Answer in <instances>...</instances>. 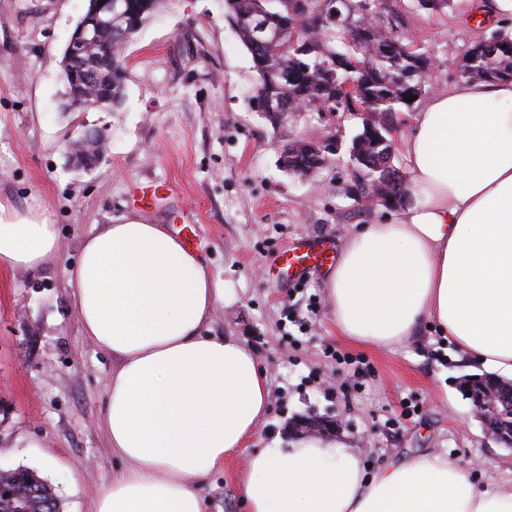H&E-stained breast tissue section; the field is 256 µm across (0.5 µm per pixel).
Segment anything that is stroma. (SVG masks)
Returning <instances> with one entry per match:
<instances>
[{
	"label": "stroma",
	"instance_id": "1",
	"mask_svg": "<svg viewBox=\"0 0 512 512\" xmlns=\"http://www.w3.org/2000/svg\"><path fill=\"white\" fill-rule=\"evenodd\" d=\"M416 41L431 49L429 93L458 79L468 44L512 29V14H474L482 0H453L441 13L394 0ZM88 0H0V197L36 199L58 226L60 253L39 270L0 272V469L36 471L61 512H89L115 461L98 425L112 358L81 333L69 280L83 238L136 216L177 232L190 225L219 300L208 324L252 347L271 397L249 449L297 437L302 416L338 417L339 437L371 469L411 455L436 456L494 489L512 487V449L489 439L463 389L480 375L430 327L388 348L339 336L327 274L349 235L381 216L347 186L349 147L362 122L312 112L273 130L251 102V56L224 19V0H169L129 44L126 97L116 109L63 111L64 48ZM102 133L92 168H75L65 139ZM328 143L327 162L298 178L280 166L292 137ZM169 184L155 205L134 204V186ZM310 246L293 276L283 253ZM297 318H287L288 307ZM344 355L336 364L334 353ZM229 462L202 482L206 512H242Z\"/></svg>",
	"mask_w": 512,
	"mask_h": 512
}]
</instances>
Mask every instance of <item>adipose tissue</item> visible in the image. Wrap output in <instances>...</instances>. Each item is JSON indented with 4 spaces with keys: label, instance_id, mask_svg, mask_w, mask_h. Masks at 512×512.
Returning <instances> with one entry per match:
<instances>
[{
    "label": "adipose tissue",
    "instance_id": "adipose-tissue-1",
    "mask_svg": "<svg viewBox=\"0 0 512 512\" xmlns=\"http://www.w3.org/2000/svg\"><path fill=\"white\" fill-rule=\"evenodd\" d=\"M402 152L415 201L346 241L327 280L336 329L388 347L434 324L512 378V81L461 79L433 95ZM58 252L45 208L0 200V271L36 270ZM73 284L84 336L115 364L99 426L118 465L90 512H205L202 479L242 452L246 512H512V490L436 457L369 474L339 440L247 452L266 376L250 347L209 334L219 291L164 225H102L80 244Z\"/></svg>",
    "mask_w": 512,
    "mask_h": 512
}]
</instances>
